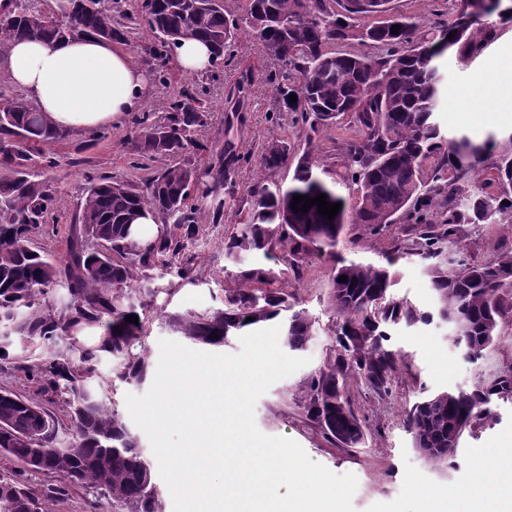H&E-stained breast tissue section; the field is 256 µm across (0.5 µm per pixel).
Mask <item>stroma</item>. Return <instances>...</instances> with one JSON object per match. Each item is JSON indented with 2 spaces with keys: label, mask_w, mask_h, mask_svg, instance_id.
Listing matches in <instances>:
<instances>
[{
  "label": "stroma",
  "mask_w": 512,
  "mask_h": 512,
  "mask_svg": "<svg viewBox=\"0 0 512 512\" xmlns=\"http://www.w3.org/2000/svg\"><path fill=\"white\" fill-rule=\"evenodd\" d=\"M436 63L444 75L436 120L446 137L466 135L478 142L492 139L501 143L512 135V112L491 105L481 91L483 81L512 64V22L500 25L496 41L477 59L465 63L447 52ZM164 69L166 79H150L145 109L165 111L186 83H205L213 105L205 139L212 143L214 152L221 151L229 139L238 152L250 156L248 163L236 168L232 186L224 192L221 223L200 224L196 238L181 258L190 269L189 280L174 284L168 293L162 290L163 280L152 272L135 275L130 282L137 297L153 300L155 309L168 313L202 312L219 307L225 290L237 287L240 273L256 263L250 253L242 252L230 259L224 251L225 241L236 231L250 206L246 193L249 184L260 174L272 185L284 187L292 181L294 170L290 167L259 171L256 156L261 146L273 139L284 140L293 156L298 157L305 149L306 131L297 123L296 113L281 110L269 82L272 74L282 71V63L267 57L247 32H240L229 54L212 66L210 80L184 72L174 59L166 62ZM244 73L251 76L247 93L241 97L231 95V87ZM132 134V124L126 121L109 127L107 137L98 141L76 132L65 141L51 144L58 166L46 178L54 185L55 205L45 230L33 237L32 245L52 262L63 260L67 254V242L85 192V174H102L141 185L167 167L164 158L137 161L130 148ZM352 134L353 125L345 117L315 134L320 170L335 173L340 164L339 146ZM418 234V228L402 218L378 233L349 224L337 251L348 259L381 263L387 256L411 247ZM458 235L469 252L485 261L512 250V236L494 224H463ZM266 266L277 276L279 287L287 291L289 302L314 318L317 335L299 352L300 357L306 358V365L274 383L257 400L255 421L263 434L290 438L313 462L340 475H355L358 487L353 497L354 512H432L435 496H469L476 493L479 485L490 482L501 494L512 492L511 484L495 479L497 473L512 466L511 400L493 401L490 418L483 424L466 427L454 469L423 458L404 425L405 410L422 392L468 391L478 375L488 376L512 364V335L504 336L497 350L477 366L451 346L448 328L440 322L393 332L390 345L408 355L409 365L397 372L390 394L382 398L359 381L349 382L346 395L350 405L357 416L367 420L370 430L364 444L345 448L330 441L305 412L311 375L335 357L333 256L316 252L302 256L292 265L276 259L267 261ZM398 269L396 296L420 310H431L433 297L423 263L402 260Z\"/></svg>",
  "instance_id": "35a3bbf8"
}]
</instances>
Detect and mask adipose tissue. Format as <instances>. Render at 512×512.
I'll list each match as a JSON object with an SVG mask.
<instances>
[{
  "label": "adipose tissue",
  "instance_id": "1",
  "mask_svg": "<svg viewBox=\"0 0 512 512\" xmlns=\"http://www.w3.org/2000/svg\"><path fill=\"white\" fill-rule=\"evenodd\" d=\"M15 88L59 127L93 132L138 111L149 82L131 54L107 40H14L0 56Z\"/></svg>",
  "mask_w": 512,
  "mask_h": 512
}]
</instances>
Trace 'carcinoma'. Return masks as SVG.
I'll return each mask as SVG.
<instances>
[{
  "instance_id": "carcinoma-1",
  "label": "carcinoma",
  "mask_w": 512,
  "mask_h": 512,
  "mask_svg": "<svg viewBox=\"0 0 512 512\" xmlns=\"http://www.w3.org/2000/svg\"><path fill=\"white\" fill-rule=\"evenodd\" d=\"M389 0H246L249 35L263 53L285 64L298 76L295 88L277 86L284 108L301 113L303 122L318 133L347 114L356 135L340 146L336 179L317 173L314 142L295 158L287 143L272 139L262 147L259 166L277 169L295 164L286 188L257 179L248 187L251 208L243 224L224 242L229 256L251 252L283 258L313 251H330L337 262L332 279L336 315V356L311 377L307 416L327 437L355 447L365 437L361 419L345 396L350 379L364 382L380 396L391 392L397 371L408 356L385 346L389 329L434 318L466 325L461 345L473 364L493 351L504 331L512 329V251L488 263L469 257L458 240L461 224H497L512 235V137L500 146L489 168L490 182L479 180L495 144L477 145L469 138L448 139L435 121L442 79L435 59L452 51L461 60L481 55L497 37V23L512 21V7L496 5L484 15L470 11L460 0L455 19L434 22L423 29L415 20L388 13ZM124 17L149 37L139 40L137 64L164 63L188 39L208 44L212 62L224 59L235 40L238 20L224 9V0H133ZM374 13L387 17L359 27L355 20ZM498 16L499 22L490 20ZM400 26L394 33L391 28ZM453 38H448L449 33ZM130 27L114 22L105 0H58L45 12L30 0H12L0 13V54L13 38L54 41L90 35L124 44ZM357 40L373 48L368 53L336 52L330 46ZM297 101L289 102L290 94ZM210 107L204 91L184 88L158 115L142 111L132 125V150L145 158H176L193 149L206 152L199 137L208 126ZM70 137L43 112L22 98H6L0 105V322L26 345L45 348L34 359L29 350L12 353L0 345V359L31 378L34 394L0 389V459L17 460L35 472L52 474L55 481L33 489L0 469V512H52V504L81 486L112 504V512H164L163 496L154 482L137 431L109 407L99 384L92 382L104 356L120 365L118 378L143 384L152 375L145 339L151 315L148 305L122 294L138 270L174 267L185 280L188 269L174 264L193 240L199 220L224 215V189L231 173L245 159L229 145L220 161L202 171L192 163H174L135 187L107 176H86L87 187L78 215L79 228L68 242L66 259L53 263L31 247V239L45 223L55 200L44 172L57 167L46 146ZM39 169H32L33 158ZM430 171V188L422 181ZM354 186L355 203L347 205L336 186ZM497 184L498 193L487 191ZM327 195L342 208L334 218L291 208L293 196ZM214 202L212 212L202 210ZM446 207L439 229H432L434 202ZM156 212L157 234L130 241V220L144 209ZM423 226L406 255L426 262L435 309L424 312L405 298H397L396 259L387 264L347 261L334 249L344 226L360 224L375 232L400 216ZM459 254L456 266L440 260L445 249ZM346 276L348 281L338 278ZM241 287L225 296L222 306L204 312L170 317V326L195 344L220 346L246 328H261L281 317L284 342L302 350L314 336V321L304 309L294 310L288 294L271 288L269 269L255 266L241 272ZM62 298L47 304L55 289ZM135 315L134 324L125 317ZM92 328L101 330L84 340ZM217 338L212 339L210 335ZM59 397L69 408L72 440H57L56 420L45 404ZM495 399L512 400V364L492 377H480L469 392L443 390L421 397L405 412L404 423L414 448L426 459L449 467L466 427L490 417Z\"/></svg>"
}]
</instances>
